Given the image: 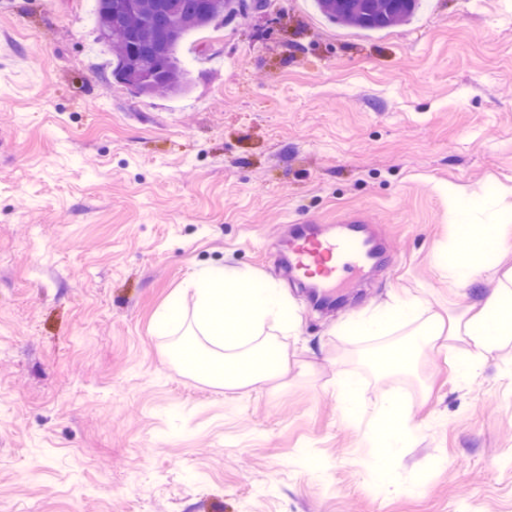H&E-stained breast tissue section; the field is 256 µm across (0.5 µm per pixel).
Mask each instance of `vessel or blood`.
I'll return each instance as SVG.
<instances>
[{
	"label": "vessel or blood",
	"mask_w": 512,
	"mask_h": 512,
	"mask_svg": "<svg viewBox=\"0 0 512 512\" xmlns=\"http://www.w3.org/2000/svg\"><path fill=\"white\" fill-rule=\"evenodd\" d=\"M347 230L343 236H322L300 231L288 244V267L309 276L317 273L316 288L325 298L335 297L355 274H365L381 252L380 238L366 235L368 221L361 214L345 217Z\"/></svg>",
	"instance_id": "1"
}]
</instances>
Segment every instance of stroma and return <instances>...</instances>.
I'll return each instance as SVG.
<instances>
[{
	"label": "stroma",
	"instance_id": "stroma-1",
	"mask_svg": "<svg viewBox=\"0 0 512 512\" xmlns=\"http://www.w3.org/2000/svg\"><path fill=\"white\" fill-rule=\"evenodd\" d=\"M92 9L0 0V512H512V343L468 381L460 342L409 375L388 364L415 322L357 326L465 312L483 273L442 268L483 224L512 267V0L376 33L264 0L185 37L174 97L109 78ZM352 211L386 271L321 312L274 259ZM213 267L297 319L263 388L171 354L163 314Z\"/></svg>",
	"mask_w": 512,
	"mask_h": 512
}]
</instances>
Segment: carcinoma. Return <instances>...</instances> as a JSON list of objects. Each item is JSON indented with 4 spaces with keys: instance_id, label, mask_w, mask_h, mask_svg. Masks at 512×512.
I'll return each instance as SVG.
<instances>
[{
    "instance_id": "1",
    "label": "carcinoma",
    "mask_w": 512,
    "mask_h": 512,
    "mask_svg": "<svg viewBox=\"0 0 512 512\" xmlns=\"http://www.w3.org/2000/svg\"><path fill=\"white\" fill-rule=\"evenodd\" d=\"M95 18L112 13L108 38L97 36L112 54V76L132 60L155 69L151 95H180L189 85L177 48L188 33L244 16L261 7L260 0H95ZM420 0H316L329 21L366 31H379L410 21Z\"/></svg>"
}]
</instances>
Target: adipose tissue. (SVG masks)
Here are the masks:
<instances>
[{
    "mask_svg": "<svg viewBox=\"0 0 512 512\" xmlns=\"http://www.w3.org/2000/svg\"><path fill=\"white\" fill-rule=\"evenodd\" d=\"M498 241V227L488 224L483 237L470 243L456 261L445 268L449 281H469L483 266V255L494 248ZM478 311L472 316H459L450 328V335L467 341V360L462 365L463 374H470L483 360L489 358L498 347L512 340V275L499 280L491 291L482 294L477 302Z\"/></svg>",
    "mask_w": 512,
    "mask_h": 512,
    "instance_id": "obj_1",
    "label": "adipose tissue"
}]
</instances>
